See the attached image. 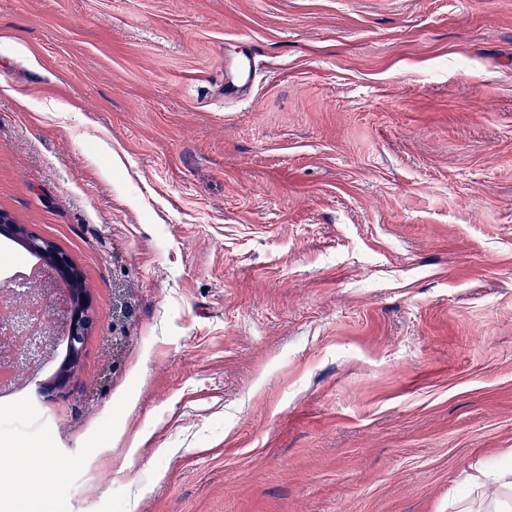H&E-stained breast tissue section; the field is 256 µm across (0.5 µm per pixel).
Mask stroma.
<instances>
[{
  "mask_svg": "<svg viewBox=\"0 0 512 512\" xmlns=\"http://www.w3.org/2000/svg\"><path fill=\"white\" fill-rule=\"evenodd\" d=\"M0 212L92 317L0 512H452L512 453V0H0Z\"/></svg>",
  "mask_w": 512,
  "mask_h": 512,
  "instance_id": "stroma-1",
  "label": "stroma"
}]
</instances>
